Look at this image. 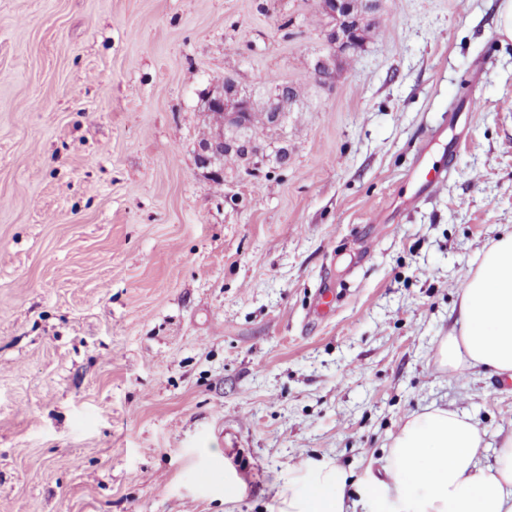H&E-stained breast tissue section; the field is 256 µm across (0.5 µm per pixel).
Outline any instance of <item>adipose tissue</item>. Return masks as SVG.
I'll list each match as a JSON object with an SVG mask.
<instances>
[{"label": "adipose tissue", "mask_w": 512, "mask_h": 512, "mask_svg": "<svg viewBox=\"0 0 512 512\" xmlns=\"http://www.w3.org/2000/svg\"><path fill=\"white\" fill-rule=\"evenodd\" d=\"M460 331L438 347L440 366L512 378V231L502 233L461 289ZM466 416L433 407L411 415L392 440L385 479L360 483L373 512H512V434L492 464ZM280 490L279 512H354L350 475L333 460H301Z\"/></svg>", "instance_id": "obj_1"}]
</instances>
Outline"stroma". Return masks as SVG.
<instances>
[{"instance_id":"35a3bbf8","label":"stroma","mask_w":512,"mask_h":512,"mask_svg":"<svg viewBox=\"0 0 512 512\" xmlns=\"http://www.w3.org/2000/svg\"><path fill=\"white\" fill-rule=\"evenodd\" d=\"M500 2L378 0L326 90L320 0H0V512H278L431 405L494 457L512 381L436 353L512 230ZM227 77L301 95L218 179ZM422 159L455 162L424 194ZM224 131L219 130L215 138L203 145V151L205 155L202 156V160L207 164H213L218 162L222 164V169L224 166V157L229 159V161L235 162L238 158L245 155L247 152L244 146L238 148L237 150H233L230 154L224 155Z\"/></svg>"}]
</instances>
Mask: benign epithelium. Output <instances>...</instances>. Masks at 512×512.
Here are the masks:
<instances>
[{"label":"benign epithelium","instance_id":"7a95c632","mask_svg":"<svg viewBox=\"0 0 512 512\" xmlns=\"http://www.w3.org/2000/svg\"><path fill=\"white\" fill-rule=\"evenodd\" d=\"M374 0H325L324 8L332 17L334 27L327 33L330 47L329 56L320 58L311 70L312 80L322 88H331L336 83L338 61L354 55L362 49L358 17L370 9ZM294 100L292 89L281 85L270 95L266 122L276 123ZM252 99L243 95L237 84L229 79L222 82L219 90L207 101V107L224 110V122L231 127H246L251 124ZM202 160L207 164L224 163V131H218L215 138L203 145Z\"/></svg>","mask_w":512,"mask_h":512}]
</instances>
